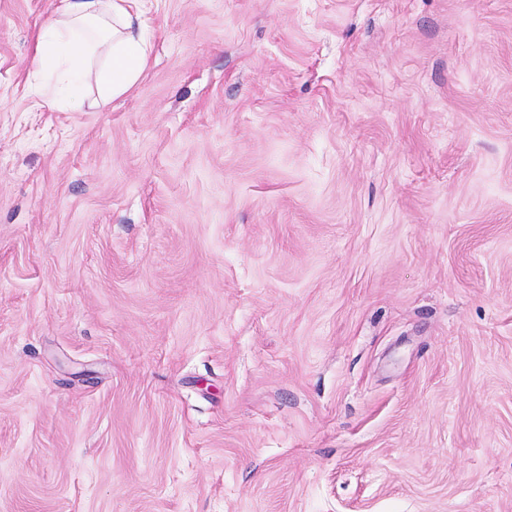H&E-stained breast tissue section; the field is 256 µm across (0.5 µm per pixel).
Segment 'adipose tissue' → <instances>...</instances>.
Instances as JSON below:
<instances>
[{"mask_svg":"<svg viewBox=\"0 0 512 512\" xmlns=\"http://www.w3.org/2000/svg\"><path fill=\"white\" fill-rule=\"evenodd\" d=\"M141 0H56L40 28L37 68H51L54 85L34 84L51 108L72 112L127 95L150 57Z\"/></svg>","mask_w":512,"mask_h":512,"instance_id":"ef3b65f1","label":"adipose tissue"}]
</instances>
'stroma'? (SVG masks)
Here are the masks:
<instances>
[{
    "instance_id": "1",
    "label": "stroma",
    "mask_w": 512,
    "mask_h": 512,
    "mask_svg": "<svg viewBox=\"0 0 512 512\" xmlns=\"http://www.w3.org/2000/svg\"><path fill=\"white\" fill-rule=\"evenodd\" d=\"M0 0V512H512V0H143L131 93Z\"/></svg>"
}]
</instances>
